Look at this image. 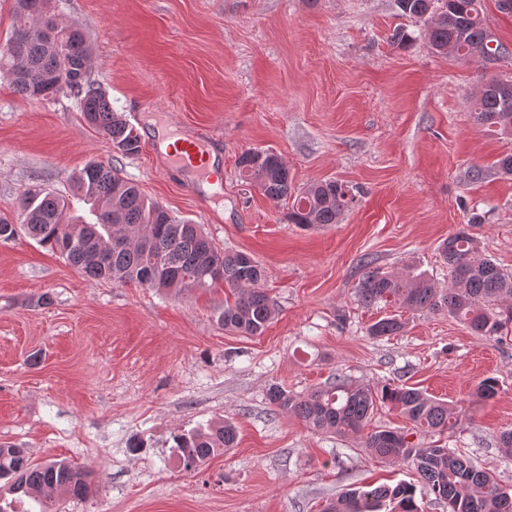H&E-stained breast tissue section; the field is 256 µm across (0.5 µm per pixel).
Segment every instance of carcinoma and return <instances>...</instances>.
I'll return each mask as SVG.
<instances>
[{
    "label": "carcinoma",
    "instance_id": "carcinoma-1",
    "mask_svg": "<svg viewBox=\"0 0 512 512\" xmlns=\"http://www.w3.org/2000/svg\"><path fill=\"white\" fill-rule=\"evenodd\" d=\"M410 17L430 21L428 44L437 53L493 64L512 55L487 25L482 0H396ZM58 29L48 40L44 27ZM93 47L86 29L64 23L52 12L50 0H13L12 23L0 43V71L14 92L41 101L64 91L79 98L84 121L101 134L113 151L125 156L139 152L135 128L112 110L108 94L90 80ZM512 79L493 78L476 99L474 123L497 135L512 136ZM240 175L272 200L294 198L289 222L303 227L336 224L355 201L349 186L325 180L303 189L298 196L287 166L274 152L249 148L237 162ZM78 195L99 212L96 222L83 224L70 212V203L41 185L24 190L15 214L0 215V241L19 233L35 240L86 276L114 284L133 283L147 288L189 294L216 286L227 288L233 301L224 303L220 321L241 336L261 335L275 316V308L259 288L264 269L243 251L218 247L198 224L178 221L163 205L148 200L123 177L112 162L90 160L73 176ZM448 266L451 287L436 288L424 274H392L379 269L365 273L357 287L366 306L380 302L411 312H446L463 322L469 332L503 341L512 332V274L484 254L478 241L461 227L439 247ZM404 327L399 314L373 322V339L398 335ZM498 391L493 377L482 379L475 395L491 399ZM269 403L290 412L318 433L339 436L365 433L363 447L371 455L413 468L417 483L393 488H352L340 493L324 512H422L416 494L434 497L446 512H512V485L507 487L471 459L439 444L415 443L410 437L450 433L461 425L457 407L406 385L352 384L341 377L304 395H292L279 384L267 391ZM400 410L411 425L401 431H366L377 407ZM177 457L186 470L204 464L237 445V431L226 421L173 437ZM0 482L6 494L25 496L38 512H54V494L83 500L91 492L87 473L64 460L34 463L24 448L0 445Z\"/></svg>",
    "mask_w": 512,
    "mask_h": 512
}]
</instances>
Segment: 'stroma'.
I'll list each match as a JSON object with an SVG mask.
<instances>
[{
  "instance_id": "stroma-1",
  "label": "stroma",
  "mask_w": 512,
  "mask_h": 512,
  "mask_svg": "<svg viewBox=\"0 0 512 512\" xmlns=\"http://www.w3.org/2000/svg\"><path fill=\"white\" fill-rule=\"evenodd\" d=\"M93 46L91 76L141 136L114 153L77 99L23 98L0 75V214L40 183L90 218L73 175L92 159L123 176L221 247L250 254L276 315L262 335L224 329V290L189 295L81 274L19 236L0 242V443L34 461L66 458L92 478L86 500L59 512H321L354 486L416 482L377 460L359 435L315 433L274 412L270 384L294 395L346 376L413 386L461 409L450 447L512 485L497 444L512 427V341L471 335L444 313H403L399 335L367 327L393 306L362 305L366 266L415 268L448 287L438 245L470 213L482 250L512 272V177L495 163L512 138L489 135L471 109L486 81L512 77L427 45L426 22L395 0H53ZM408 41H391L394 30ZM200 126L224 149L223 196L189 173L159 170L150 130ZM249 148L286 163L298 188L328 179L357 196L339 223L302 229L291 200L238 176ZM482 179L468 175L471 167ZM496 396L474 397L484 378ZM231 420L238 445L196 470L175 434Z\"/></svg>"
}]
</instances>
